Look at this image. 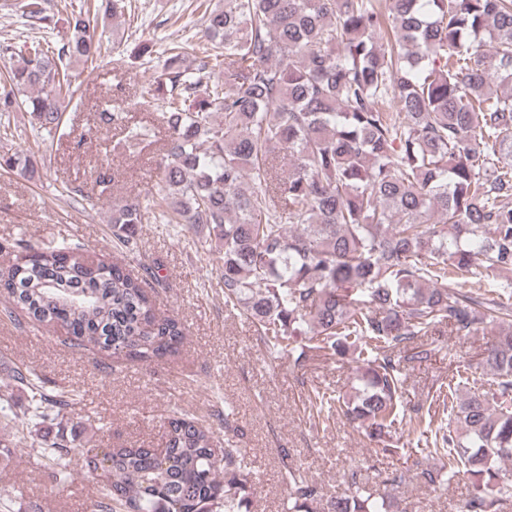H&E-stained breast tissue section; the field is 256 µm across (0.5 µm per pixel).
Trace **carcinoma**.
<instances>
[{
  "mask_svg": "<svg viewBox=\"0 0 512 512\" xmlns=\"http://www.w3.org/2000/svg\"><path fill=\"white\" fill-rule=\"evenodd\" d=\"M196 57L178 43L162 52L160 113L167 138L159 193L112 208L118 244L133 250L148 220L184 227L223 254L224 306L302 368L315 356L363 363L346 395L315 393L318 410L361 428L394 453L407 416L403 371L437 351L421 340L438 327L466 338L497 332L484 365L486 389L448 384L433 402L448 430L422 452L465 477L461 512H512V282L475 293L476 278L512 270V0H195ZM15 7L50 28L44 0ZM90 11L71 14L70 38L52 49L23 43L0 92V112H30L42 140L64 126L69 66L101 50ZM99 122L144 135L119 107ZM288 153V174L277 167ZM13 280L0 283L37 324L60 326L70 345L150 362L175 353L183 324L155 314L147 282L117 263H88L82 245L10 243ZM294 336L307 342L295 346ZM405 350V355L397 354ZM39 424L77 401L42 392L17 368ZM166 448H83L101 481L96 512H250L256 473L243 448L217 453L207 429L165 419ZM56 480L74 452L64 431L40 445ZM288 512H390L384 499L320 489L287 470Z\"/></svg>",
  "mask_w": 512,
  "mask_h": 512,
  "instance_id": "carcinoma-1",
  "label": "carcinoma"
}]
</instances>
